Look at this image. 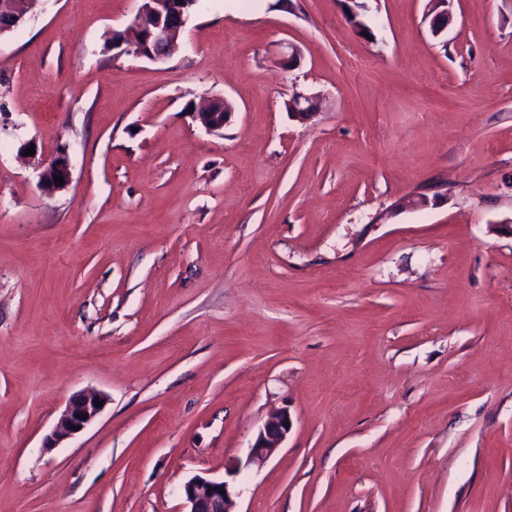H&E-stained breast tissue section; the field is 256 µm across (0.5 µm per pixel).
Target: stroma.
Wrapping results in <instances>:
<instances>
[{
  "instance_id": "obj_1",
  "label": "stroma",
  "mask_w": 512,
  "mask_h": 512,
  "mask_svg": "<svg viewBox=\"0 0 512 512\" xmlns=\"http://www.w3.org/2000/svg\"><path fill=\"white\" fill-rule=\"evenodd\" d=\"M360 3L364 34L200 0L163 62L102 50L140 0L0 38V512H183L194 475L237 512H512V0L438 37L428 0ZM81 391L102 412L44 448ZM223 101L224 112H212V105L216 102L212 101L204 108L191 112L194 120L209 132L222 129L233 110L232 105L227 100L224 99ZM39 173V181L41 183V187L46 190L48 184H56L58 186H62L63 189H66L71 183L72 173L71 166L69 161V156L67 150L57 151L54 157L49 160L48 163H41ZM62 175L64 184L59 185V183H55V176ZM289 422V425H286ZM293 426L291 415L284 409L271 415L251 445L248 463L262 465L281 448Z\"/></svg>"
}]
</instances>
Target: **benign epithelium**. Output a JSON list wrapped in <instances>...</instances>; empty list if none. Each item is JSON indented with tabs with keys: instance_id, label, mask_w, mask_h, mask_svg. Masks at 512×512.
Segmentation results:
<instances>
[{
	"instance_id": "benign-epithelium-1",
	"label": "benign epithelium",
	"mask_w": 512,
	"mask_h": 512,
	"mask_svg": "<svg viewBox=\"0 0 512 512\" xmlns=\"http://www.w3.org/2000/svg\"><path fill=\"white\" fill-rule=\"evenodd\" d=\"M185 0H141V6L130 25L129 42L122 44L121 54L130 53L138 59L162 62L177 49L178 40L186 25L188 16L184 13ZM446 0H430L429 14L432 15L430 29L433 36L441 35L453 22V17L444 8ZM32 0H0V38L12 33L27 19ZM292 115L305 120L314 111L313 98L298 95L291 101ZM233 107L224 102V111H212V105L193 112L195 121L207 131L224 127ZM63 176L62 188L71 183L72 173L67 151L56 152L49 162L41 165L39 181L41 187L55 183V176ZM105 403L104 396L97 393L73 395L52 432L45 438L43 447L55 448L62 441L84 430L101 413L102 408L95 402ZM87 419H82V416ZM291 415L281 410L271 415L251 445L248 463L262 465L281 448L292 429ZM79 430H74V427ZM184 512H234L235 501L229 483L194 475L181 487Z\"/></svg>"
}]
</instances>
